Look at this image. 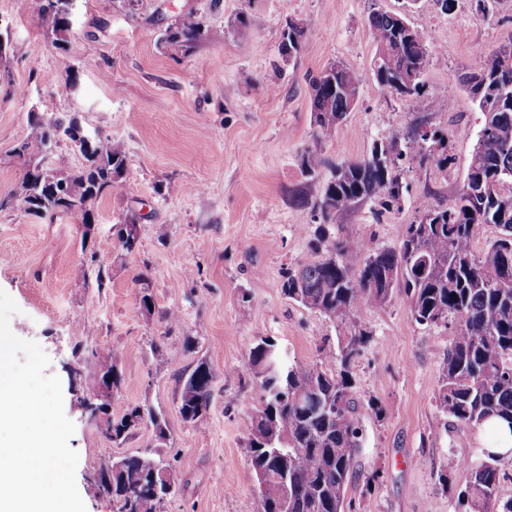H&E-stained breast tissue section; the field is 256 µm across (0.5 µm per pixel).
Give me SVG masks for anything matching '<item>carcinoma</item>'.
Returning a JSON list of instances; mask_svg holds the SVG:
<instances>
[{"mask_svg":"<svg viewBox=\"0 0 512 512\" xmlns=\"http://www.w3.org/2000/svg\"><path fill=\"white\" fill-rule=\"evenodd\" d=\"M68 7L69 0H49L42 17L56 45L69 32ZM369 26L375 48L385 50L390 60L372 67L371 77L391 93L428 109L449 110L447 99H423L420 75L431 58L425 32L386 11L372 13ZM201 29L200 20L189 12L165 30L163 41L189 50L201 38ZM304 35L305 28L289 25L283 52L290 57L297 53ZM365 79V74L339 64L310 78L311 118L319 138L335 139L337 127L354 110ZM463 81L483 115L464 184L448 207L420 201V221L408 226L399 249L371 251L357 239L330 236L327 222L334 217L367 200L388 208L402 193L397 175L372 155L332 166L316 202L325 223L317 225L310 241L313 257L283 269L281 290L288 300L334 325L337 355L299 369L270 338L258 340L249 350L244 372L259 389L258 400L248 406L249 478L264 474L280 479L257 497L255 512H350L346 490L364 430L356 415L349 368L372 339L361 325L364 311L387 304L399 292L409 299L418 324L454 323L436 396L439 407L468 426L479 427L496 417L512 429V36L479 54ZM31 124L40 145L70 134L84 164L73 172L62 155L51 167L28 159L20 189L0 198V209L41 218L77 211L84 227L91 229L96 221L91 202L112 191L124 176L125 144L105 139L90 150L76 142L80 123L73 118L45 122L34 114ZM443 140L436 130L427 137L414 126L406 138L395 136L381 143L383 159H399L415 147ZM326 165L316 151L301 156V173L308 180ZM489 224L502 236L477 257L473 240ZM119 242L128 252L136 249L135 218L122 225ZM120 381L111 356L101 354L93 368V384L110 383L116 389ZM212 381L205 362L186 377L179 408L184 421L193 422L207 412ZM146 419L157 440L164 439L161 415L139 406L108 419L110 439L125 440ZM498 462L487 455L466 464L469 478L459 498L472 512H512V500L502 504L498 497ZM165 466L152 449L112 461V482L103 480L101 486L112 495L116 512H163L167 497L154 491L153 482Z\"/></svg>","mask_w":512,"mask_h":512,"instance_id":"carcinoma-1","label":"carcinoma"}]
</instances>
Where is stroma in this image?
Wrapping results in <instances>:
<instances>
[{
	"label": "stroma",
	"instance_id": "1",
	"mask_svg": "<svg viewBox=\"0 0 512 512\" xmlns=\"http://www.w3.org/2000/svg\"><path fill=\"white\" fill-rule=\"evenodd\" d=\"M376 10L407 13L427 33L423 97L449 99L450 110L418 108L370 78L368 16ZM188 12L203 38L187 51L162 44ZM292 24L305 35L287 57L281 45ZM0 28L10 43L0 61L9 72L0 82V197L21 186L25 161L15 148L32 138L30 114L75 117L127 148L124 178L95 201L90 229L74 212L44 220L0 210V289L19 307L10 327L40 346L48 374L61 381L87 512H114L99 474L152 444L177 481L165 512H254L245 405L258 391L243 370L250 348L273 339L300 367L337 352L333 325L280 288L284 267L309 260L311 230L323 221L312 203L329 173L304 180L302 154L359 159L375 142L406 137L418 120L446 132L447 169L409 153L397 163L400 204L365 201L332 226L334 236L374 251L398 247L420 200L451 205L463 185L483 115L461 76L512 35V0H498L489 17L477 0H456L447 13L436 0H140L133 9L127 0H78L58 46L32 0H0ZM334 62L367 79L335 140L322 141L306 77ZM299 188L307 204L295 202ZM131 216L139 242L129 253L118 231ZM85 254L96 255L102 274L78 270ZM144 293L151 306L141 305ZM168 311L179 322L167 324ZM362 324L372 341L350 368L364 426L347 488L352 512H467L458 493L482 445L477 428L436 402L449 329L417 324L400 293L368 308ZM99 348L121 375L110 413L154 409L166 422L163 443L147 427L112 442L80 405L91 387L84 359ZM201 360L213 374L211 404L188 423L179 412L183 377Z\"/></svg>",
	"mask_w": 512,
	"mask_h": 512
}]
</instances>
